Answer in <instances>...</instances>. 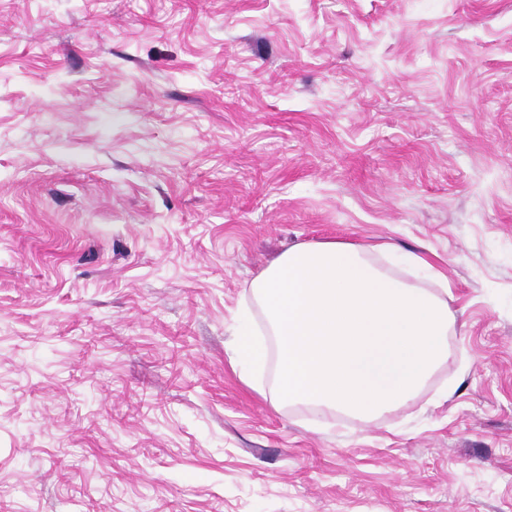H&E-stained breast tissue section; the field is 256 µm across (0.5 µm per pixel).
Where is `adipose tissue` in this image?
I'll list each match as a JSON object with an SVG mask.
<instances>
[{"label": "adipose tissue", "instance_id": "ef3b65f1", "mask_svg": "<svg viewBox=\"0 0 512 512\" xmlns=\"http://www.w3.org/2000/svg\"><path fill=\"white\" fill-rule=\"evenodd\" d=\"M393 243L327 241L282 253L249 284L263 329L238 319L225 353L275 368L273 407L305 404L371 421L414 401L450 356L445 277L421 254L386 266Z\"/></svg>", "mask_w": 512, "mask_h": 512}]
</instances>
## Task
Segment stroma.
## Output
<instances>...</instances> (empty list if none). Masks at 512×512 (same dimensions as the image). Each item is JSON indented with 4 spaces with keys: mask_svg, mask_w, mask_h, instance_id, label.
I'll list each match as a JSON object with an SVG mask.
<instances>
[{
    "mask_svg": "<svg viewBox=\"0 0 512 512\" xmlns=\"http://www.w3.org/2000/svg\"><path fill=\"white\" fill-rule=\"evenodd\" d=\"M335 239L448 278L373 423L224 353ZM0 512H512V0H0Z\"/></svg>",
    "mask_w": 512,
    "mask_h": 512,
    "instance_id": "obj_1",
    "label": "stroma"
}]
</instances>
